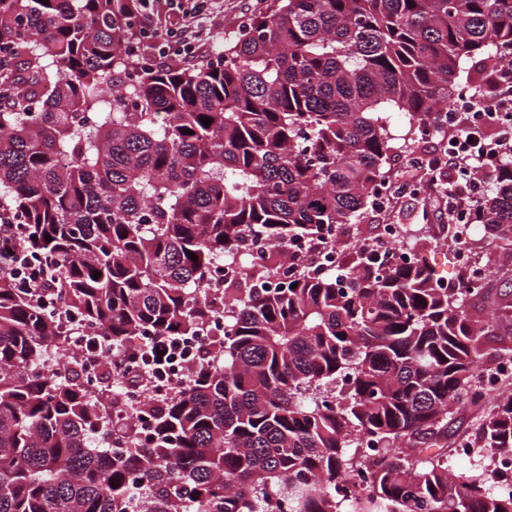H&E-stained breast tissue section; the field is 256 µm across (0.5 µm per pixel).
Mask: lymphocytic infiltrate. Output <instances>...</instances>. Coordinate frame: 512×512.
<instances>
[{"instance_id":"f902f5d3","label":"lymphocytic infiltrate","mask_w":512,"mask_h":512,"mask_svg":"<svg viewBox=\"0 0 512 512\" xmlns=\"http://www.w3.org/2000/svg\"><path fill=\"white\" fill-rule=\"evenodd\" d=\"M183 15L176 46L161 45L153 58L158 69L170 66L196 67L202 61L196 51L200 31L196 17L205 0H166ZM485 92H474L464 114L449 128V143L431 154L425 192L438 197L441 214L449 223L465 219L466 207L475 200L485 179L497 170L503 149L512 146V65L485 63ZM0 270L7 272L45 305L57 306L51 288L53 279L42 260L28 250L19 236V226L7 208L0 207Z\"/></svg>"}]
</instances>
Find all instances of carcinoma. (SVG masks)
Returning <instances> with one entry per match:
<instances>
[{"instance_id": "obj_1", "label": "carcinoma", "mask_w": 512, "mask_h": 512, "mask_svg": "<svg viewBox=\"0 0 512 512\" xmlns=\"http://www.w3.org/2000/svg\"><path fill=\"white\" fill-rule=\"evenodd\" d=\"M136 17L137 0H0L21 74L0 80V202L60 274L58 310L0 275V512H512L511 475H457L441 445L512 355V306L470 314L360 239L325 273L290 251L362 223L394 177L386 114L415 141L461 60L512 45V0H273L199 70L139 65ZM475 219L512 250V155ZM256 241L262 262L215 286ZM219 303L224 341L117 452L109 394L46 366L62 312L118 350L202 336ZM472 443L512 454V396Z\"/></svg>"}]
</instances>
